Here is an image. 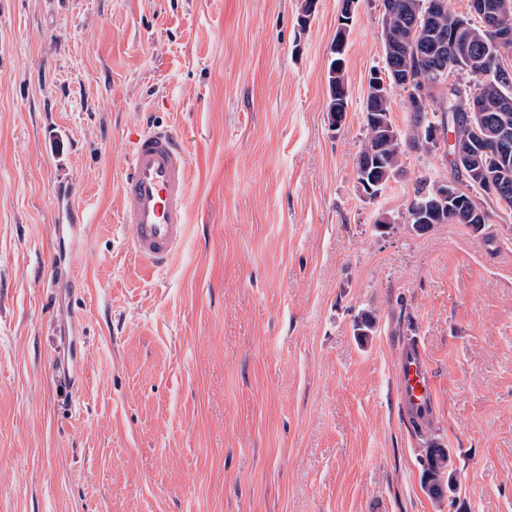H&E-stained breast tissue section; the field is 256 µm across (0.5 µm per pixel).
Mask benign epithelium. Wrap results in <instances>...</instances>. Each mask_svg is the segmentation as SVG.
<instances>
[{
    "instance_id": "1",
    "label": "benign epithelium",
    "mask_w": 512,
    "mask_h": 512,
    "mask_svg": "<svg viewBox=\"0 0 512 512\" xmlns=\"http://www.w3.org/2000/svg\"><path fill=\"white\" fill-rule=\"evenodd\" d=\"M356 0H342L341 15L336 29L335 48L344 49L349 26L352 23L353 6ZM444 0H427L425 7L414 11L406 31L392 33L387 27H382L381 38L385 49L392 53H398L402 47L416 48L425 45L430 37L435 35L432 31V23L436 16L444 12ZM470 8L482 24V29L491 36L495 46L499 48L512 45V26L502 22L504 13L512 10V0H470ZM423 66L418 73L399 69L390 72L376 70L369 80V93L380 95L388 89L390 81L394 80L404 84L408 93L409 102L414 109L426 110V98L433 80L448 75L452 62L448 52L434 51L427 56H422ZM490 81L500 96L494 98L495 107L504 112L512 105L509 95L512 94V75L508 73L494 72L492 70L483 74ZM461 105L471 115L469 128L471 136L461 142L452 140L453 159L461 171L470 168V158L475 154H481L490 159L491 166L483 169L475 176L473 184L491 193L496 188L497 177L512 168V130L508 123L501 120L498 125L489 130L484 124V108L488 106V98L482 93H470L462 99ZM459 186L445 182L438 187L436 199L422 205L412 216L416 226L413 231H418L417 225L431 224L438 211L454 203L459 202Z\"/></svg>"
}]
</instances>
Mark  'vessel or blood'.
<instances>
[{
  "instance_id": "vessel-or-blood-1",
  "label": "vessel or blood",
  "mask_w": 512,
  "mask_h": 512,
  "mask_svg": "<svg viewBox=\"0 0 512 512\" xmlns=\"http://www.w3.org/2000/svg\"><path fill=\"white\" fill-rule=\"evenodd\" d=\"M189 156L172 127L149 125L130 136L121 184L122 217L131 250L152 267L164 266L183 242L188 224ZM55 225L56 264L74 267L76 241L86 232L84 219L63 211ZM397 396L407 424H429L437 390L425 355L416 342L401 344L395 357Z\"/></svg>"
}]
</instances>
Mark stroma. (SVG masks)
<instances>
[{
    "label": "stroma",
    "mask_w": 512,
    "mask_h": 512,
    "mask_svg": "<svg viewBox=\"0 0 512 512\" xmlns=\"http://www.w3.org/2000/svg\"><path fill=\"white\" fill-rule=\"evenodd\" d=\"M341 6L0 0V512H512V213L483 196L479 229L414 233L418 182L453 176L441 148L358 191L383 5H354L334 129ZM146 121L189 152L188 231L158 270L120 222ZM64 185L89 224L59 296ZM407 340L457 458L440 497L396 400Z\"/></svg>",
    "instance_id": "35a3bbf8"
}]
</instances>
